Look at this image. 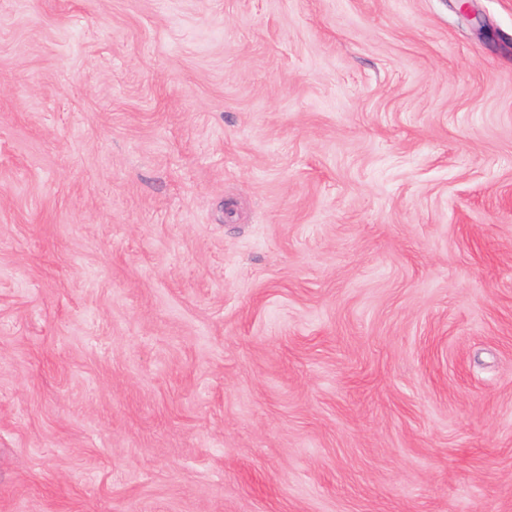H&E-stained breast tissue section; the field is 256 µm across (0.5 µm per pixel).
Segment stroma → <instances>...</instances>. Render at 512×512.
Masks as SVG:
<instances>
[{
  "instance_id": "obj_1",
  "label": "stroma",
  "mask_w": 512,
  "mask_h": 512,
  "mask_svg": "<svg viewBox=\"0 0 512 512\" xmlns=\"http://www.w3.org/2000/svg\"><path fill=\"white\" fill-rule=\"evenodd\" d=\"M0 512H512V0H0Z\"/></svg>"
}]
</instances>
